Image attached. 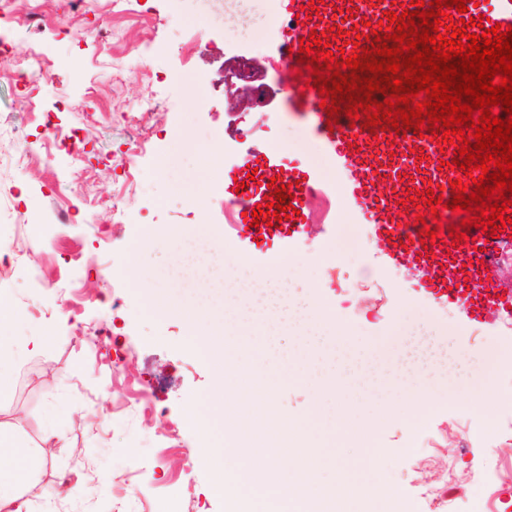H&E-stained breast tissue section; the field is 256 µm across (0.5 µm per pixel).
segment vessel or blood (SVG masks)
Wrapping results in <instances>:
<instances>
[{
    "label": "vessel or blood",
    "mask_w": 512,
    "mask_h": 512,
    "mask_svg": "<svg viewBox=\"0 0 512 512\" xmlns=\"http://www.w3.org/2000/svg\"><path fill=\"white\" fill-rule=\"evenodd\" d=\"M281 14L286 20L281 30L279 60L285 73L282 83L287 89L285 110L301 121H309L312 137L324 144L334 162L344 173L343 202L359 209L370 223L374 236L382 242V251L388 261L423 268L424 275L419 282V291L441 304H451L463 312L472 324L483 323L491 313L512 317V289L500 288L489 268L483 267L486 242L481 230L471 229V241L453 243L449 236L436 240L431 249H424L415 226L414 214L405 212L399 203V188L408 186L412 190H425L460 175L459 168L453 167L454 147L438 150L428 138L407 139L400 145L389 146L388 131L372 136L369 126L363 120H350L338 115L336 131H329L326 120L327 110L321 109V98L317 89L305 86L304 77L298 76V63L293 49L299 48L302 37L309 32H322L331 27L352 30L361 22H378L384 19L386 11H399L395 0H324L318 17L300 19L302 5L309 0H280ZM283 146L267 149L264 158L246 156L235 175L244 181L245 188L240 199L243 207L234 212L229 222L240 242L250 247L272 240L290 241L301 234L305 223L302 211L308 210L317 190L313 174L305 165H297L288 171H280L276 163ZM448 160V167H440V160ZM258 170L263 177L280 176L282 184L291 188L292 203L297 212L291 219L282 221L280 226L251 227L248 215L262 202L268 188L255 185L249 174ZM403 224L407 232L390 237L394 225Z\"/></svg>",
    "instance_id": "vessel-or-blood-1"
}]
</instances>
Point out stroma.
Returning <instances> with one entry per match:
<instances>
[{
  "mask_svg": "<svg viewBox=\"0 0 512 512\" xmlns=\"http://www.w3.org/2000/svg\"><path fill=\"white\" fill-rule=\"evenodd\" d=\"M32 0H13L0 14V151L17 157L0 167V286L22 310L0 328V368L11 379L0 392V423L20 422L30 446L42 445L55 422L60 446L40 454L31 512H233L228 493L210 477L224 429L247 420L261 425L262 406L226 408L218 388L250 391L256 380L229 375L194 348L192 328L161 317L148 287H174L179 254L167 240L177 227L207 225L223 255L233 239L224 223L231 169L248 148L287 144L283 161L308 156L324 185L340 175L305 125L283 113L280 84L266 74L257 93L235 110L225 105L221 72L227 59L268 64L276 33L249 42L226 33L221 0H57L41 20ZM40 53L50 80L16 85L14 63ZM78 134V149L45 142L43 124ZM217 146L219 162L202 152ZM152 235H145V228ZM360 215L351 223H312L289 249L267 245L273 267L302 260L305 292L320 296L360 336L384 337L402 302L415 324L452 337L469 330L481 360L465 381L479 388L493 377L500 392L490 406L473 399L463 419L448 402L416 425H381L374 464L379 478L360 473L352 512H431L418 475L427 448L442 449L470 481L466 498L448 512H472L490 497L486 472L501 440L512 441V320L468 327L459 308L416 292L406 267L371 246ZM53 325L42 349L27 339L31 322ZM215 412L210 436L188 428L189 407ZM112 472L116 483L93 498L57 491L64 475ZM55 496H46V489Z\"/></svg>",
  "mask_w": 512,
  "mask_h": 512,
  "instance_id": "1",
  "label": "stroma"
}]
</instances>
